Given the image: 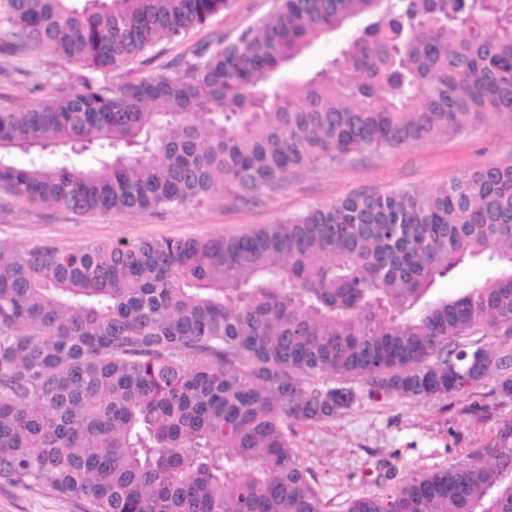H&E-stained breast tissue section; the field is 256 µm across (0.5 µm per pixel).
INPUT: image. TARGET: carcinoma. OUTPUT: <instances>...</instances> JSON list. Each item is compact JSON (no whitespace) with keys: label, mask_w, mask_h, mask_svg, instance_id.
I'll use <instances>...</instances> for the list:
<instances>
[{"label":"carcinoma","mask_w":512,"mask_h":512,"mask_svg":"<svg viewBox=\"0 0 512 512\" xmlns=\"http://www.w3.org/2000/svg\"><path fill=\"white\" fill-rule=\"evenodd\" d=\"M278 2L236 41L138 76L229 0H0V43L102 76L0 104V191L80 215L251 201L290 171L512 118V0ZM352 22L320 69L283 85ZM95 146L112 157L44 156ZM467 260L483 282L426 299ZM488 378L512 399V166L241 235L0 246V482L83 512H325L292 424ZM348 512H512V421ZM353 28H344L336 33L335 37L329 40H322L316 43L305 53L295 58L288 69L282 73L284 83H299L310 73L315 71L323 60L331 56L336 50V42L344 40L346 35H350Z\"/></svg>","instance_id":"cac0c4a2"}]
</instances>
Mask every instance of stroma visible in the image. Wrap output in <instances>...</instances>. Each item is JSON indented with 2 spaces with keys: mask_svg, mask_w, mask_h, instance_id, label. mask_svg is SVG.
<instances>
[{
  "mask_svg": "<svg viewBox=\"0 0 512 512\" xmlns=\"http://www.w3.org/2000/svg\"><path fill=\"white\" fill-rule=\"evenodd\" d=\"M277 8V0H232L230 8L210 17L182 41L150 51L141 72H161L217 37L233 41L243 30L273 17ZM345 37V31H338L335 38L319 41L295 58L282 74L284 82H301ZM55 69L53 57L45 53L0 52V102H30L35 80ZM488 165H512V120L493 113L428 144L413 143L288 173L278 188L250 204L223 194L203 206L173 204L157 211L79 216L0 193V245L23 253L39 245L63 248L239 234L359 193L425 191ZM510 419L512 401L493 395L491 385L485 384L433 400L365 398L332 420L294 424L292 441L300 462L311 471V484L325 512H346L351 501L386 492L410 471L458 462L467 449L481 446ZM0 512L82 510L73 496L0 483Z\"/></svg>",
  "mask_w": 512,
  "mask_h": 512,
  "instance_id": "1",
  "label": "stroma"
}]
</instances>
